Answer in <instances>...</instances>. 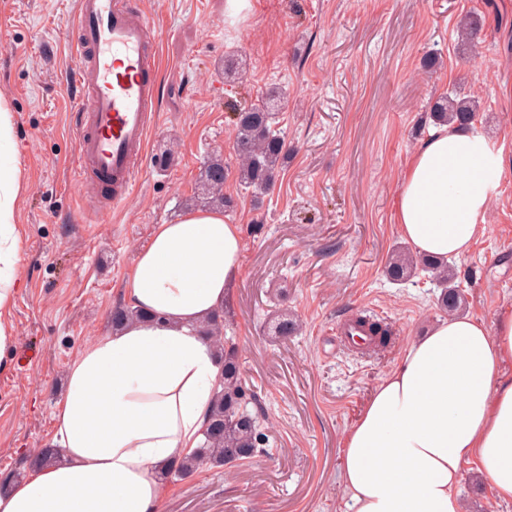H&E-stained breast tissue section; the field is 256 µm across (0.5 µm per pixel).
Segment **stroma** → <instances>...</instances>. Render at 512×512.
I'll use <instances>...</instances> for the list:
<instances>
[{
  "label": "stroma",
  "mask_w": 512,
  "mask_h": 512,
  "mask_svg": "<svg viewBox=\"0 0 512 512\" xmlns=\"http://www.w3.org/2000/svg\"><path fill=\"white\" fill-rule=\"evenodd\" d=\"M77 0H0V97L14 112L27 188L16 209L18 293L8 319L18 344L0 372V478L28 475L53 434L70 363L112 330V311L158 224L201 208L208 158L234 163L225 101L257 102L279 87L290 150L261 196L228 178L241 271L224 293L225 333L265 411L267 453L231 474L204 467L171 480L159 512H351L341 440L402 351L443 315L416 276L395 283L402 245L395 201L402 172L433 130L450 90L478 96L475 129L504 157L487 226L455 261L468 306L485 323L512 307V0H252L233 24L224 0H141L160 28L159 112L142 172L108 223L70 172L77 165L78 92L69 34ZM483 27L458 38L467 15ZM438 53L435 67L425 57ZM236 54L235 73L224 57ZM173 159L160 165L164 151ZM383 319L388 347L364 355L336 331L359 311ZM302 329L281 337L277 316ZM465 512H512L476 463L458 487Z\"/></svg>",
  "instance_id": "obj_1"
}]
</instances>
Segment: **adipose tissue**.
<instances>
[{
	"label": "adipose tissue",
	"mask_w": 512,
	"mask_h": 512,
	"mask_svg": "<svg viewBox=\"0 0 512 512\" xmlns=\"http://www.w3.org/2000/svg\"><path fill=\"white\" fill-rule=\"evenodd\" d=\"M503 171L479 133L434 129L397 194L400 236L423 255H466L486 228ZM26 179L14 114L0 99V370L18 342L5 315L20 278L16 203ZM238 225L193 210L156 225L126 277V304L148 314L95 338L71 363L53 410L58 459L0 494V512H158L161 466L198 448L221 382L198 325L224 303L241 267ZM512 308L492 322L451 316L408 345L342 441L341 482L354 512H465L462 468L477 463L512 500Z\"/></svg>",
	"instance_id": "ef3b65f1"
}]
</instances>
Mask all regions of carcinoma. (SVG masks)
<instances>
[{
  "label": "carcinoma",
  "instance_id": "1",
  "mask_svg": "<svg viewBox=\"0 0 512 512\" xmlns=\"http://www.w3.org/2000/svg\"><path fill=\"white\" fill-rule=\"evenodd\" d=\"M287 99L286 92L274 91L260 104L253 103L235 112L234 149L237 159L239 185L254 195L263 193L274 181L279 169L288 160V144L277 128L278 116L275 103ZM475 99L456 91L448 92L433 105L430 117L437 125L472 126L477 117ZM231 170L224 159L215 158L205 165L202 174L204 189L211 202L225 210L234 207V200L224 195V183ZM422 270L430 274L440 288L437 307L453 315L465 305V295L454 281L453 265L449 261L426 255H416L405 249L392 252L388 274L396 282L407 280L412 272ZM149 315L127 306L112 311V326L120 327L133 320H144ZM224 309L215 311L199 326L200 336L212 343L224 368L220 388L214 390L210 419L200 447L189 458L171 462L166 478L184 477L198 468L209 465L226 470L243 463L251 455L268 446L263 427V407L258 395L247 388L241 374L238 350L225 336Z\"/></svg>",
  "mask_w": 512,
  "mask_h": 512
}]
</instances>
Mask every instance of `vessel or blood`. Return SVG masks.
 I'll return each mask as SVG.
<instances>
[{"label": "vessel or blood", "instance_id": "1", "mask_svg": "<svg viewBox=\"0 0 512 512\" xmlns=\"http://www.w3.org/2000/svg\"><path fill=\"white\" fill-rule=\"evenodd\" d=\"M78 183L102 188L100 214L129 194L157 110L158 44L138 0H78L73 33Z\"/></svg>", "mask_w": 512, "mask_h": 512}]
</instances>
